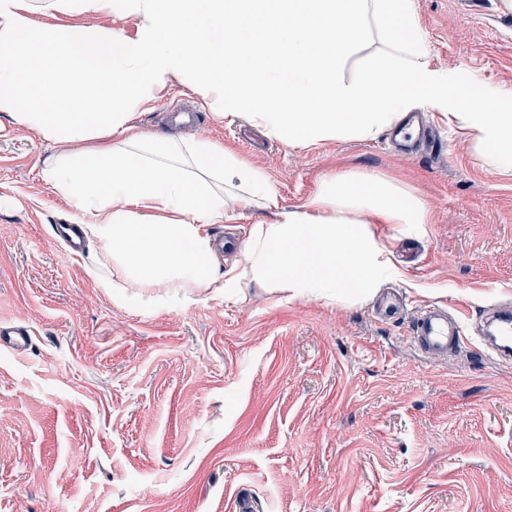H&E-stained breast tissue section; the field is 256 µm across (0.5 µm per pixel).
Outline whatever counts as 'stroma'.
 Here are the masks:
<instances>
[{"mask_svg":"<svg viewBox=\"0 0 512 512\" xmlns=\"http://www.w3.org/2000/svg\"><path fill=\"white\" fill-rule=\"evenodd\" d=\"M432 67L512 109V12L501 0H416ZM196 109L175 128L168 106ZM433 147L391 152L386 135L292 148L213 117L177 84L133 122L148 136L198 133L261 169L301 207L340 169L413 188L432 221L377 225L402 309L291 301L258 283L226 300L196 288L101 287L112 258L87 238L72 256L53 227L83 223L42 177L61 146L0 112V321L30 327L0 352V512H512V361L479 338L512 308V170L474 131L420 101ZM438 305L469 324L430 357L409 336Z\"/></svg>","mask_w":512,"mask_h":512,"instance_id":"stroma-1","label":"stroma"}]
</instances>
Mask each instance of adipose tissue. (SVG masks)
Listing matches in <instances>:
<instances>
[{
  "instance_id": "adipose-tissue-1",
  "label": "adipose tissue",
  "mask_w": 512,
  "mask_h": 512,
  "mask_svg": "<svg viewBox=\"0 0 512 512\" xmlns=\"http://www.w3.org/2000/svg\"><path fill=\"white\" fill-rule=\"evenodd\" d=\"M132 18L128 37L36 23L35 0H0V112L52 143L96 141L43 162L44 179L74 199L113 287L205 288L231 298L244 282L286 297L356 302L396 269L375 225L409 231L426 205L394 181L340 170L307 205L281 207L266 175L203 136L147 139L133 124L160 93L187 84L295 148L366 140L427 99L477 130L512 168V112L471 89L448 91L432 68L415 0H48L58 13ZM380 46L360 56L369 39ZM260 205L240 263L221 272L209 233Z\"/></svg>"
}]
</instances>
